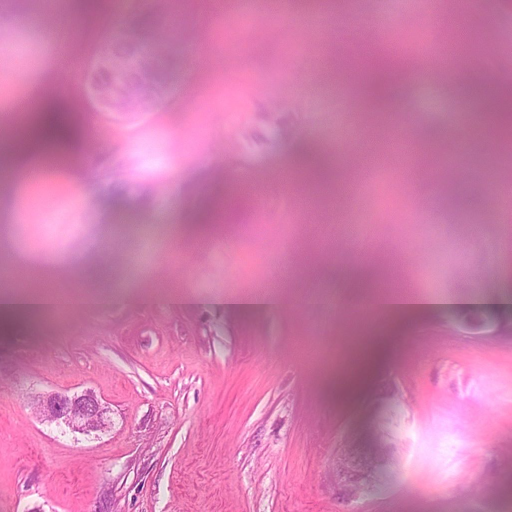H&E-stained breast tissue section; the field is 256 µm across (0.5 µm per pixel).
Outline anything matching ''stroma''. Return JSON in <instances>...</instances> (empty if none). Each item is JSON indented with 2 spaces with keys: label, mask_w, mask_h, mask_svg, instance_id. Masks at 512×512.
Instances as JSON below:
<instances>
[{
  "label": "stroma",
  "mask_w": 512,
  "mask_h": 512,
  "mask_svg": "<svg viewBox=\"0 0 512 512\" xmlns=\"http://www.w3.org/2000/svg\"><path fill=\"white\" fill-rule=\"evenodd\" d=\"M480 38L457 51L442 82L410 76L379 115L320 65L335 41L295 4L244 28L213 0H180L169 41L172 88L153 112H105L55 179L22 175L0 191L5 281H49L96 259L114 297L0 324V512H512V310H434L398 329L386 357L353 389L334 375L351 335L380 325L342 313V276L312 283L311 259L393 262L408 290L445 294L473 278L484 250L512 266V181L455 207L422 162L432 147L463 154L465 172L494 170L463 152L478 116L461 73L512 74V0L491 37L471 0H438ZM132 0H7L0 7V103L36 101L44 86H78L97 110L88 57L126 21ZM65 19L44 23L45 13ZM380 38L411 56H447L455 38L427 34L421 10L385 22ZM423 137L409 168L370 172L346 204L316 195L297 208L280 177L300 153L335 157ZM224 161H217V149ZM253 181L257 203L241 202ZM214 209L211 250L166 242ZM293 297L285 309L240 311L222 298ZM90 391L112 425L85 436L41 420L32 400Z\"/></svg>",
  "instance_id": "1"
}]
</instances>
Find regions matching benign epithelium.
<instances>
[{"instance_id":"benign-epithelium-1","label":"benign epithelium","mask_w":512,"mask_h":512,"mask_svg":"<svg viewBox=\"0 0 512 512\" xmlns=\"http://www.w3.org/2000/svg\"><path fill=\"white\" fill-rule=\"evenodd\" d=\"M114 39L100 45L93 54L88 85L90 98L103 110H114L116 100L121 96L123 81L131 69L133 61L129 55L114 52ZM174 76L173 65L163 50L156 53V66L150 72H142L140 80L150 86L168 84ZM41 417L57 425L83 434L103 432L110 428V410L97 396L86 391L80 395L53 393L37 402Z\"/></svg>"}]
</instances>
